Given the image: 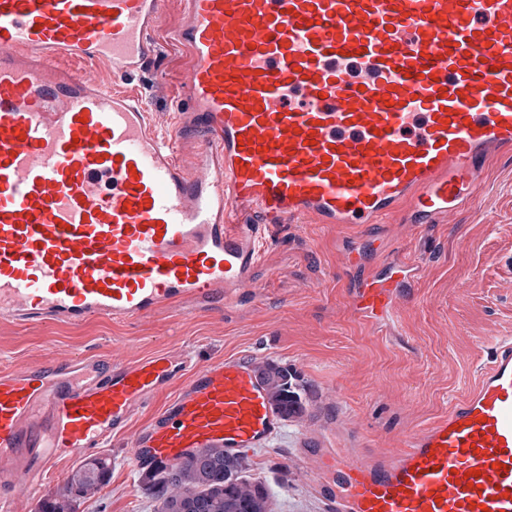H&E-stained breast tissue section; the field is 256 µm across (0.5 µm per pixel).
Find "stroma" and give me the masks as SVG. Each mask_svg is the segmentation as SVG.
<instances>
[{
    "instance_id": "obj_1",
    "label": "stroma",
    "mask_w": 512,
    "mask_h": 512,
    "mask_svg": "<svg viewBox=\"0 0 512 512\" xmlns=\"http://www.w3.org/2000/svg\"><path fill=\"white\" fill-rule=\"evenodd\" d=\"M185 0H165L151 38L158 54L140 74L114 83L146 99L154 132L170 136L191 65L173 38ZM255 278V295L205 309L183 302L132 324L94 318L79 324L0 323V370L48 357L135 359L163 350L201 363L245 356L288 368L306 391L305 415L285 422L248 454L252 476L270 488L273 512H322L318 482L335 485V451L387 456L447 415L472 389L497 340L512 336V159L484 176L476 204L449 220L412 230L384 224H277ZM401 247L416 261L389 321L352 308L359 277ZM163 392L132 416L102 455L108 482L75 512H158L140 484L132 445L170 399Z\"/></svg>"
}]
</instances>
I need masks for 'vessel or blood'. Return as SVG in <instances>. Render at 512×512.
<instances>
[{
	"label": "vessel or blood",
	"instance_id": "vessel-or-blood-1",
	"mask_svg": "<svg viewBox=\"0 0 512 512\" xmlns=\"http://www.w3.org/2000/svg\"><path fill=\"white\" fill-rule=\"evenodd\" d=\"M192 64L174 136L113 79L155 56L164 0H0V320L134 322L255 285L273 224L449 219L512 156V0H186ZM196 148L185 152L184 141ZM236 207L253 221L237 224ZM414 270L362 278L382 320ZM136 466L238 456L282 429L254 364L158 351L0 370V487L41 489L159 391ZM326 512H512V336L476 386L389 457L337 458Z\"/></svg>",
	"mask_w": 512,
	"mask_h": 512
}]
</instances>
